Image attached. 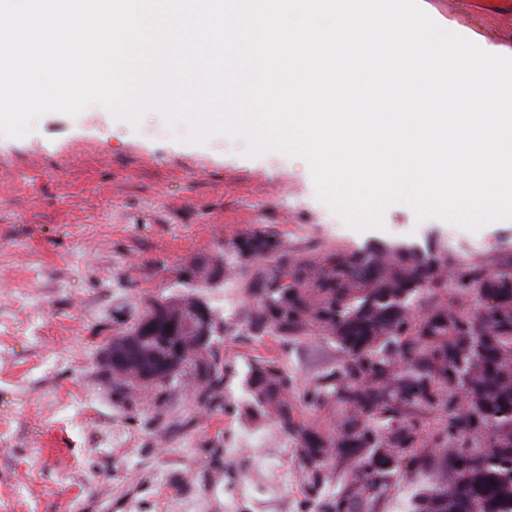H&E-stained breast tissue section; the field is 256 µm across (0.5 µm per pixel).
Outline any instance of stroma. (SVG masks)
I'll return each mask as SVG.
<instances>
[{
    "instance_id": "obj_1",
    "label": "stroma",
    "mask_w": 512,
    "mask_h": 512,
    "mask_svg": "<svg viewBox=\"0 0 512 512\" xmlns=\"http://www.w3.org/2000/svg\"><path fill=\"white\" fill-rule=\"evenodd\" d=\"M439 25L512 56V16L500 0H419ZM163 114L138 123L93 105L75 117L48 113L22 138L0 136V512H323L298 484L297 450L268 418L249 419L243 375L275 359L303 386L339 357L319 333L295 344L253 331L224 310L217 269L231 270L251 309L257 264L234 245L277 240L264 264L313 263L337 250L402 241L447 246L467 263L486 245L512 270V220L476 230L417 221L399 204L380 229L357 230L317 196L308 164L269 150L248 155L244 138L188 140ZM194 289L224 326L233 368L226 410L200 407L177 389L162 418L131 407L102 375L113 337L154 301ZM246 435L224 454V428ZM438 413L423 422L424 465L397 478L379 512H409L423 484L445 466ZM250 474L267 493L224 501V486Z\"/></svg>"
}]
</instances>
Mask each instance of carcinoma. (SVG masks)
<instances>
[{"label":"carcinoma","instance_id":"obj_1","mask_svg":"<svg viewBox=\"0 0 512 512\" xmlns=\"http://www.w3.org/2000/svg\"><path fill=\"white\" fill-rule=\"evenodd\" d=\"M276 249L261 235L238 244L240 254L254 259ZM447 267L443 249L392 242L336 251L318 264L277 263L256 275L254 329L291 341L319 331L340 352L335 367L297 398L275 360H256L245 378L252 409L294 441L311 494L325 490L335 470L345 473L332 512H368L392 476L415 477L420 414L436 411L445 415L438 451L446 466L410 512H512V272L477 262L460 267L454 287L486 298L483 309L463 315L438 306L419 320L416 300L425 288L445 286ZM198 304L190 293L172 296L165 316L152 304L112 339V352L128 354L118 364L103 360L115 398L131 406L147 402L159 414L190 380L198 404L225 408L231 372L217 338L224 326L211 314L210 337L201 343ZM152 317L175 326L176 334L139 335ZM297 399L336 408L333 431L304 419Z\"/></svg>","mask_w":512,"mask_h":512}]
</instances>
